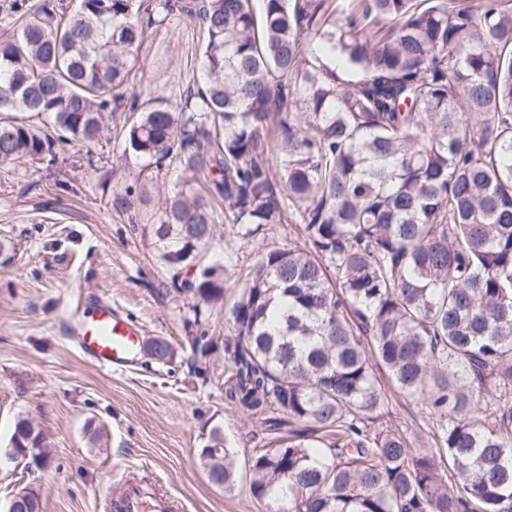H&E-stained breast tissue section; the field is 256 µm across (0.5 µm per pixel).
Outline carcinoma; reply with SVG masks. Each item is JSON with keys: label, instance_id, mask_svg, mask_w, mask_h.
Returning a JSON list of instances; mask_svg holds the SVG:
<instances>
[{"label": "carcinoma", "instance_id": "1", "mask_svg": "<svg viewBox=\"0 0 512 512\" xmlns=\"http://www.w3.org/2000/svg\"><path fill=\"white\" fill-rule=\"evenodd\" d=\"M261 2L155 0L146 18L139 0L20 4L0 39V162L55 160L17 112L97 141L144 41L192 18L202 82L126 121L122 157L181 170L155 205L139 189L143 233L186 274L221 218L302 226L307 246L263 250L235 292L224 396L269 431L287 416L336 436L255 454L251 495L267 512H512V0ZM308 37L357 77L337 81ZM181 288L197 311L224 300L213 267ZM377 366L436 419V447L368 426L389 404ZM9 445L44 461L26 418ZM199 457L236 487L223 426ZM15 512H41L39 493Z\"/></svg>", "mask_w": 512, "mask_h": 512}]
</instances>
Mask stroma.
Segmentation results:
<instances>
[{"mask_svg": "<svg viewBox=\"0 0 512 512\" xmlns=\"http://www.w3.org/2000/svg\"><path fill=\"white\" fill-rule=\"evenodd\" d=\"M202 38L175 15L139 53L123 87L119 112L98 143L60 141L52 165L21 158L0 164V446L18 418L43 434L48 462L0 473V510L23 488L39 492L42 512H105L104 492L127 476L150 478L180 499L186 512H266L249 491L252 456L275 447L277 434L224 400L232 363L224 356L233 291L258 253L277 244L303 245L294 225L243 235L216 228L206 262L224 265L223 302L195 312L194 298L174 280L132 223L126 192L140 186L141 161L123 159L125 108L153 96L183 102L200 63ZM111 301L137 322L145 339L169 341L170 362L142 356L124 372L100 369L73 348L63 324L80 296ZM203 337L205 351L192 337ZM235 452L233 491L214 485L198 451L214 423ZM378 430L399 429L417 448L435 445L433 422L412 399L393 396Z\"/></svg>", "mask_w": 512, "mask_h": 512, "instance_id": "35a3bbf8", "label": "stroma"}]
</instances>
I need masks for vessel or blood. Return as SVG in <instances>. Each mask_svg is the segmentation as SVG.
Returning a JSON list of instances; mask_svg holds the SVG:
<instances>
[{"instance_id":"b4317fda","label":"vessel or blood","mask_w":512,"mask_h":512,"mask_svg":"<svg viewBox=\"0 0 512 512\" xmlns=\"http://www.w3.org/2000/svg\"><path fill=\"white\" fill-rule=\"evenodd\" d=\"M68 329L73 344L83 355L112 372L134 366L143 352L142 329L108 301L78 306ZM119 508L121 512H182L183 506L150 484L131 478L123 483Z\"/></svg>"}]
</instances>
